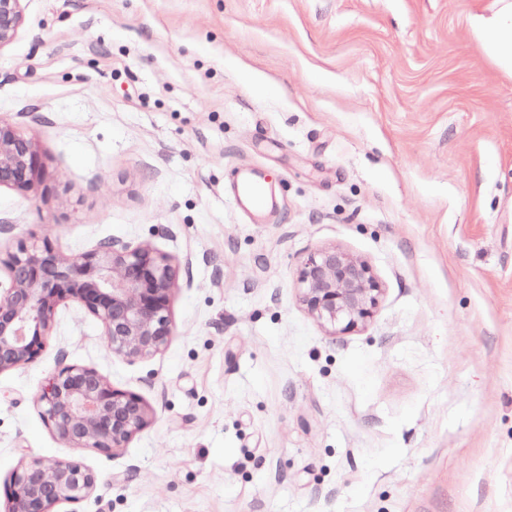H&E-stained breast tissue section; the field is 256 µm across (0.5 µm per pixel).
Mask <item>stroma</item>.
Here are the masks:
<instances>
[{"instance_id": "obj_1", "label": "stroma", "mask_w": 512, "mask_h": 512, "mask_svg": "<svg viewBox=\"0 0 512 512\" xmlns=\"http://www.w3.org/2000/svg\"><path fill=\"white\" fill-rule=\"evenodd\" d=\"M501 5L26 0L0 114L49 177L0 190V251L117 238L190 277L143 360L59 308L41 357L0 374V486L42 457L97 475L55 512H512V72L472 34ZM242 167L275 192L265 223L226 191ZM329 246L383 287L336 336L296 275ZM62 351L149 405L116 454L45 425Z\"/></svg>"}]
</instances>
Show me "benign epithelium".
<instances>
[{"mask_svg":"<svg viewBox=\"0 0 512 512\" xmlns=\"http://www.w3.org/2000/svg\"><path fill=\"white\" fill-rule=\"evenodd\" d=\"M24 2L0 0V47L23 26ZM47 177L39 142L0 116V189L35 193ZM0 267L9 282L0 289V373L37 360L66 303L91 316L107 348L128 361L158 354L173 335L171 295L181 267L149 244L104 239L75 259L44 234L18 244ZM297 282L308 314L334 334L367 322L382 295L370 266L336 247L309 253ZM59 358L36 397L52 433L74 448L110 453L126 447L150 421L146 401L92 367L67 362L63 352ZM95 484L94 472L77 462L33 458L5 485L7 512H54L60 503L87 499Z\"/></svg>","mask_w":512,"mask_h":512,"instance_id":"benign-epithelium-1","label":"benign epithelium"}]
</instances>
